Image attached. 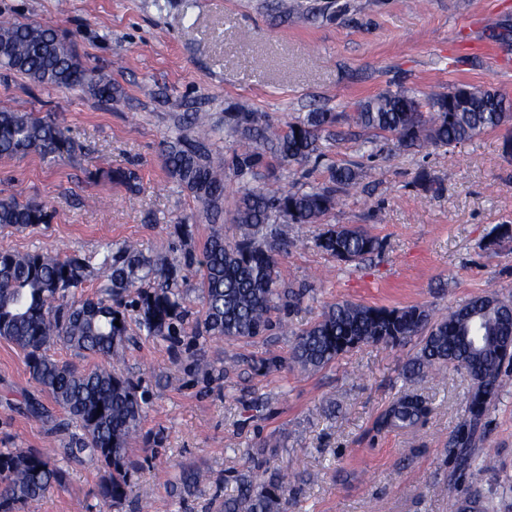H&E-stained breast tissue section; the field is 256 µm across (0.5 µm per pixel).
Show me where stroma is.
Listing matches in <instances>:
<instances>
[{"label":"stroma","mask_w":512,"mask_h":512,"mask_svg":"<svg viewBox=\"0 0 512 512\" xmlns=\"http://www.w3.org/2000/svg\"><path fill=\"white\" fill-rule=\"evenodd\" d=\"M276 0H0V22L36 21L65 32L78 60L110 72L114 100L85 89L45 88L0 71V109L51 112L79 150L48 162L39 154L0 157V197L45 205L50 223L0 227V250L77 255L97 263L104 247L136 245L144 256L201 251L211 222L201 204L168 175L166 139L178 119L210 115L212 154L224 168V236L241 233L232 216L246 180L231 167L237 147L224 130L229 103L244 102L278 126L324 111L341 119L323 155L304 165L260 169L256 182L288 188L324 183L330 166L358 165L359 183L323 224H289L292 242L279 258L282 289L302 293L273 319L288 334L204 341L193 325L202 313L200 273L185 270L181 287L187 328L169 340L133 335L112 360L144 399L138 436L128 447L137 464L134 494L150 512H210L234 496L237 478L266 444L264 469L291 470L290 512H449L472 494L491 512H512V366L471 450H493L485 469L462 467L454 433L467 416L470 379L445 368L405 381L417 341L361 345L315 371L294 366L295 333L331 304L425 308L440 318L483 293L512 300V156L503 150L512 120L450 150L407 149L389 134L351 121L353 107L403 89L425 98L449 86L489 88L512 98V0H296L314 11L294 24ZM134 171L138 192L109 170ZM361 224L379 252L344 263L315 240L324 225ZM207 359L216 369L194 366ZM429 398L433 411L418 428L380 431L376 421L403 386ZM45 413L35 416L30 404ZM62 410L31 379L24 353L0 339V448L27 451L59 432ZM200 468L193 493L174 488L180 466ZM63 483L36 512H131L101 496L100 463L62 460Z\"/></svg>","instance_id":"stroma-1"}]
</instances>
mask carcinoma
Returning a JSON list of instances; mask_svg holds the SVG:
<instances>
[{
  "instance_id": "cac0c4a2",
  "label": "carcinoma",
  "mask_w": 512,
  "mask_h": 512,
  "mask_svg": "<svg viewBox=\"0 0 512 512\" xmlns=\"http://www.w3.org/2000/svg\"><path fill=\"white\" fill-rule=\"evenodd\" d=\"M0 69L23 75L51 88H86L104 102L113 98L112 79L85 68L67 36L39 23L0 22ZM356 123L374 133H389L406 148L429 145L453 150L478 133L512 119V101L493 90L459 85L421 100L403 90L380 93L356 108ZM335 112H309L279 129L246 104L228 106L224 128L239 137L232 160L240 176L253 174L273 160L302 163L323 155L324 132L336 125ZM195 135L177 134L166 143L165 167L210 215L224 201V173L212 162L211 129L199 116ZM37 152L48 160L72 158L76 144L69 131L47 116L0 110V156ZM360 172L351 166L328 169L327 182L307 190H285L263 182L244 187L234 221L247 227L240 238L224 239L213 225L201 253L183 257H143L133 247L104 255L106 284L96 298L70 297L88 276L79 256L60 258L46 252L0 251V338L26 354L32 379L67 417L66 426L80 432L74 446L13 452L0 450V512H21L62 483L58 454L80 460L85 454L108 469L101 486L104 499L122 504L130 499V440L137 434L144 408L137 385L105 367L81 369L52 358L51 346L62 343L76 355L110 359L128 336V310L137 315L139 331L148 337L176 336L183 267L198 265L203 300L194 334L203 340L255 338L270 330L269 313L279 305L294 307L301 293L283 291L277 278L276 252L287 250L286 224H319L335 208L339 194L357 184ZM112 180L139 190L131 170H112ZM48 209L13 198L0 199V227L25 229L46 224ZM316 246L339 261H355L374 253L378 239L355 224L334 225L316 238ZM137 291L126 305L125 296ZM421 337L416 357L405 365L412 380L451 365L473 383L467 418L452 439L457 448H471L501 388V371L512 362V301L493 294L474 296L448 315L434 320L420 307L389 309L339 301L308 328L296 334L291 361L305 371L318 370L342 354L368 343L401 345ZM430 402L403 390L379 420L382 429H413L426 422ZM298 475L274 472L263 480L239 477L237 494L214 503L215 512H286ZM450 512H490L478 496L451 503Z\"/></svg>"
}]
</instances>
